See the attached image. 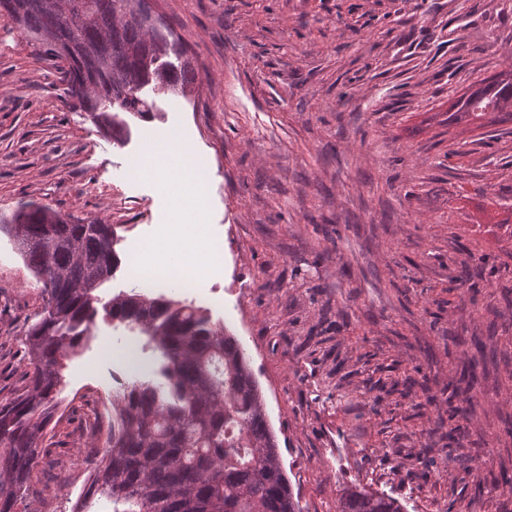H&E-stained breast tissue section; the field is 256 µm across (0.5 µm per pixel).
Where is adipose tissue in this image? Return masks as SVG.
Here are the masks:
<instances>
[{
	"label": "adipose tissue",
	"instance_id": "obj_1",
	"mask_svg": "<svg viewBox=\"0 0 512 512\" xmlns=\"http://www.w3.org/2000/svg\"><path fill=\"white\" fill-rule=\"evenodd\" d=\"M131 171L138 176L151 177L160 190L171 198L174 213L179 216L186 207L196 206L197 190L204 179L206 167L193 149L175 137L170 147L149 148L143 156L132 161ZM128 265L136 277L170 275L187 281L224 271L220 248L214 247L206 255L194 256L164 236L141 246L129 257Z\"/></svg>",
	"mask_w": 512,
	"mask_h": 512
}]
</instances>
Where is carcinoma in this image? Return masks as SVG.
I'll return each mask as SVG.
<instances>
[{
  "label": "carcinoma",
  "instance_id": "1",
  "mask_svg": "<svg viewBox=\"0 0 512 512\" xmlns=\"http://www.w3.org/2000/svg\"><path fill=\"white\" fill-rule=\"evenodd\" d=\"M19 30L64 59L68 96L120 141L129 119H148L144 90L185 93L197 74L189 61L163 63L168 36L152 21L150 0H0ZM457 97L451 122H512V65ZM122 224L64 218L27 203L0 216V232L42 283L44 305L25 330V385L0 403V512H16L48 426L65 361L93 335L98 315L148 337L162 361L155 377L112 395L84 498L107 497L112 512H299L283 471L265 401L244 349L200 308L132 288L101 303L121 266ZM337 512H402L400 502L349 488Z\"/></svg>",
  "mask_w": 512,
  "mask_h": 512
}]
</instances>
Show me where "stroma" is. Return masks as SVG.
<instances>
[{
	"label": "stroma",
	"mask_w": 512,
	"mask_h": 512,
	"mask_svg": "<svg viewBox=\"0 0 512 512\" xmlns=\"http://www.w3.org/2000/svg\"><path fill=\"white\" fill-rule=\"evenodd\" d=\"M197 72L125 143L65 93L63 60L0 14V213L46 203L126 227L127 254L173 221L131 162L171 134L208 173L198 251L224 272L173 287L237 336L301 512L346 488L403 512H512V122L449 126L452 98L512 63L507 0H152ZM40 282L0 235V402L24 386ZM133 352L97 321L66 363L64 412L17 512H72ZM466 417H458V408Z\"/></svg>",
	"instance_id": "35a3bbf8"
}]
</instances>
